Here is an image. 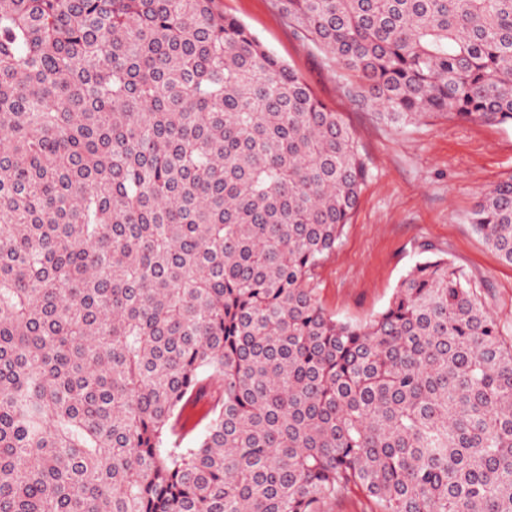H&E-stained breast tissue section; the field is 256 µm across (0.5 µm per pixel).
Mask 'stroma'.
Returning a JSON list of instances; mask_svg holds the SVG:
<instances>
[{
	"mask_svg": "<svg viewBox=\"0 0 512 512\" xmlns=\"http://www.w3.org/2000/svg\"><path fill=\"white\" fill-rule=\"evenodd\" d=\"M338 112L358 140L369 176L340 244L317 271L323 307L364 322L381 312L425 249L462 269L512 336V265L468 221L479 192L512 178V126L425 117L396 129L341 90V71L303 44L271 0H221Z\"/></svg>",
	"mask_w": 512,
	"mask_h": 512,
	"instance_id": "35a3bbf8",
	"label": "stroma"
}]
</instances>
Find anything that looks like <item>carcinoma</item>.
<instances>
[{
	"instance_id": "1",
	"label": "carcinoma",
	"mask_w": 512,
	"mask_h": 512,
	"mask_svg": "<svg viewBox=\"0 0 512 512\" xmlns=\"http://www.w3.org/2000/svg\"><path fill=\"white\" fill-rule=\"evenodd\" d=\"M219 2L0 0V512H512V336L435 252L323 308L365 157ZM272 6L395 127L512 125V0ZM468 220L512 265V178ZM374 505L360 492H353L342 500L332 502L325 512H372Z\"/></svg>"
}]
</instances>
